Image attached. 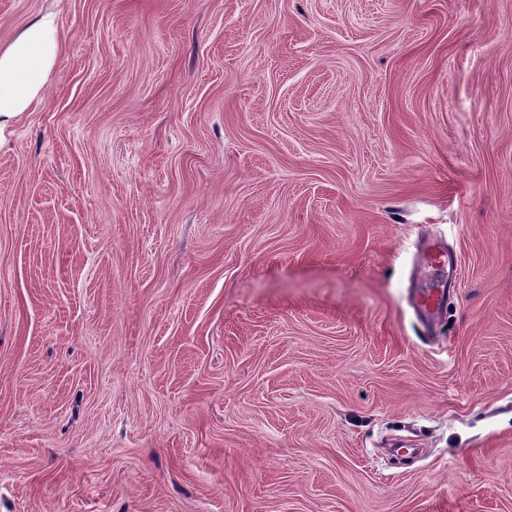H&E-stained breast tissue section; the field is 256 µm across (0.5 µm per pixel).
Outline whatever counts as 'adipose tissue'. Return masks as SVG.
Masks as SVG:
<instances>
[{
    "label": "adipose tissue",
    "instance_id": "ef3b65f1",
    "mask_svg": "<svg viewBox=\"0 0 512 512\" xmlns=\"http://www.w3.org/2000/svg\"><path fill=\"white\" fill-rule=\"evenodd\" d=\"M61 50L58 24L50 13L32 20L0 46V130L39 102Z\"/></svg>",
    "mask_w": 512,
    "mask_h": 512
}]
</instances>
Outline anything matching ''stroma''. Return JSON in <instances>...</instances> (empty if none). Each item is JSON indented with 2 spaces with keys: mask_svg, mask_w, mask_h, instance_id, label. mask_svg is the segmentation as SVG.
<instances>
[{
  "mask_svg": "<svg viewBox=\"0 0 512 512\" xmlns=\"http://www.w3.org/2000/svg\"><path fill=\"white\" fill-rule=\"evenodd\" d=\"M48 12L0 512H512V0H0V45ZM423 261L432 275L423 288H417V304L431 315L447 305L454 291V262L444 246L429 241L423 249Z\"/></svg>",
  "mask_w": 512,
  "mask_h": 512,
  "instance_id": "stroma-1",
  "label": "stroma"
}]
</instances>
